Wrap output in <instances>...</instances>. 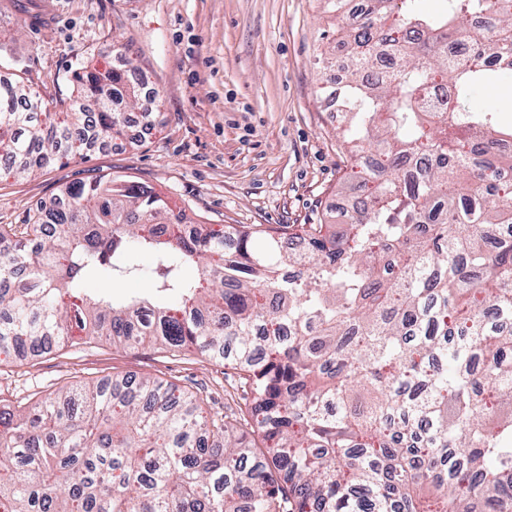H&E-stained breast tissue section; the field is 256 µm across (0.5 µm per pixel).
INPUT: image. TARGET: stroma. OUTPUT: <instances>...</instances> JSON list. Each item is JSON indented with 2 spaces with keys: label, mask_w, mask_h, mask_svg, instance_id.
<instances>
[{
  "label": "stroma",
  "mask_w": 512,
  "mask_h": 512,
  "mask_svg": "<svg viewBox=\"0 0 512 512\" xmlns=\"http://www.w3.org/2000/svg\"><path fill=\"white\" fill-rule=\"evenodd\" d=\"M43 12L45 27L31 14ZM344 16L321 0H0V79L21 78L54 111L79 67L125 51L160 99L137 144L93 142L31 176L0 175V225L22 227L66 185L109 175L160 192L203 224L344 223L353 161L326 108L324 51ZM150 375L236 408L238 378L192 354L106 340L0 360V405H28L79 382Z\"/></svg>",
  "instance_id": "stroma-1"
}]
</instances>
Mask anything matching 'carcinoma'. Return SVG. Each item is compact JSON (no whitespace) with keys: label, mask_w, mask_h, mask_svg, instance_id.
<instances>
[{"label":"carcinoma","mask_w":512,"mask_h":512,"mask_svg":"<svg viewBox=\"0 0 512 512\" xmlns=\"http://www.w3.org/2000/svg\"><path fill=\"white\" fill-rule=\"evenodd\" d=\"M367 0L330 82L345 142L382 160L345 224H189L101 175L0 225V355L78 333L237 371L238 416L145 376L0 409V512H512V0ZM74 122L0 80V171L147 118L129 70L74 74ZM143 252L153 258L146 269ZM196 275L188 279L184 270ZM95 275L146 279L91 294ZM485 361L483 372L476 363ZM512 94V78L494 87H480L474 92L475 101L480 104H492L503 101L506 104L507 96ZM85 288H88L92 292H113L114 294H123L144 291L146 288H149V285L144 280L128 281L113 285L112 283L99 278L88 277L85 280Z\"/></svg>","instance_id":"obj_1"}]
</instances>
